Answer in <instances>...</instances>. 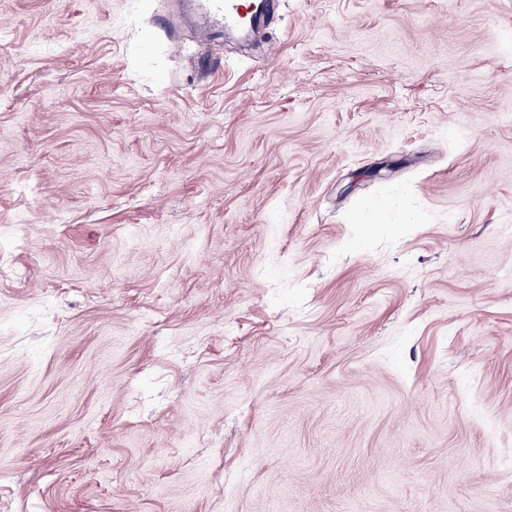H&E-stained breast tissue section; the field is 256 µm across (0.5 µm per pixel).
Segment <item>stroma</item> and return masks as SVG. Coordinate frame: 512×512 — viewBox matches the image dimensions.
Listing matches in <instances>:
<instances>
[{
	"mask_svg": "<svg viewBox=\"0 0 512 512\" xmlns=\"http://www.w3.org/2000/svg\"><path fill=\"white\" fill-rule=\"evenodd\" d=\"M167 10L0 0V512H512V0ZM198 5L220 28H235L242 23L244 5L238 0H200Z\"/></svg>",
	"mask_w": 512,
	"mask_h": 512,
	"instance_id": "1",
	"label": "stroma"
}]
</instances>
